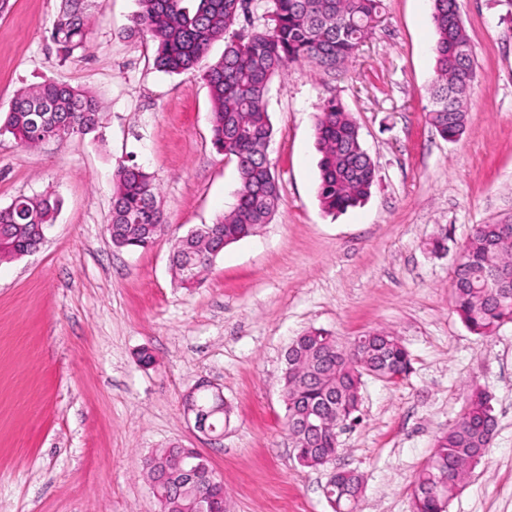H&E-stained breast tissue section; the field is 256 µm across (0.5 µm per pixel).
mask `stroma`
Here are the masks:
<instances>
[{
    "instance_id": "obj_1",
    "label": "stroma",
    "mask_w": 512,
    "mask_h": 512,
    "mask_svg": "<svg viewBox=\"0 0 512 512\" xmlns=\"http://www.w3.org/2000/svg\"><path fill=\"white\" fill-rule=\"evenodd\" d=\"M60 3L0 10V111L55 80L103 113L94 136L28 148L0 135V207L62 200L38 252L0 261V512H157L143 461L173 442L207 457L227 512H332L326 470L293 455L279 390L289 344L312 328L342 341L385 329L411 354L406 378L365 377L360 422L338 436L336 467L363 479L357 512H412L417 473L477 388L497 430L448 512H512V324L474 335L450 293L474 226L512 221V0H457L475 80L456 142L428 116L430 0H386L339 70L292 64L274 77L280 206L192 288L171 270L174 240L237 203L235 165L211 141L208 87L199 73L156 69L153 42L130 33L136 0H96L84 48L62 56L50 37ZM331 96L377 170L369 198L335 216L317 197L315 139L316 107ZM122 162L159 185L168 234L148 251L115 247L106 232ZM439 236L447 252L431 251ZM144 348L152 366L138 361ZM202 381L232 408L217 444L181 410Z\"/></svg>"
}]
</instances>
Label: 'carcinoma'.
<instances>
[{
  "instance_id": "obj_1",
  "label": "carcinoma",
  "mask_w": 512,
  "mask_h": 512,
  "mask_svg": "<svg viewBox=\"0 0 512 512\" xmlns=\"http://www.w3.org/2000/svg\"><path fill=\"white\" fill-rule=\"evenodd\" d=\"M247 0H138L134 28L156 44L155 67L168 74L199 71L209 87L214 147L236 165L239 190L234 209L204 225L200 238L177 240L171 261L180 285L199 283L216 254L272 220L280 204L266 144L274 134L268 112L272 79L293 63L334 71L355 55L385 9L384 0H270V23L248 36L235 27L247 16ZM436 32L435 72L429 118L445 140L465 132L464 100L473 84V52L457 0H432ZM89 17L83 0H64L51 39L63 55L83 47ZM224 40V54L205 62L209 46ZM101 127L99 102L68 83L45 81L21 91L11 102L0 131L33 148L45 141L87 135ZM320 153L318 199L334 214L368 199L376 182L375 164L363 149L359 126L332 96L316 117ZM112 212L106 231L128 250L152 248L165 235L167 220L157 203L154 176L132 164L114 174ZM61 201L51 195H21L0 208V260L35 247L56 218ZM465 263L454 266L450 290L456 314L475 335H494L512 323V224H478L462 246ZM411 364L400 338L386 330L342 344L330 333L311 329L291 343L280 385L288 432L308 468L336 456V433L347 417L358 418V396L369 370L399 373ZM497 418L491 396L476 389L457 422L437 437L433 454L414 480L413 512H447L461 484L481 463L494 439ZM179 453L170 444L145 460L146 472ZM359 476L341 477L328 497L333 512H353ZM199 487L181 483L163 512L197 499Z\"/></svg>"
}]
</instances>
